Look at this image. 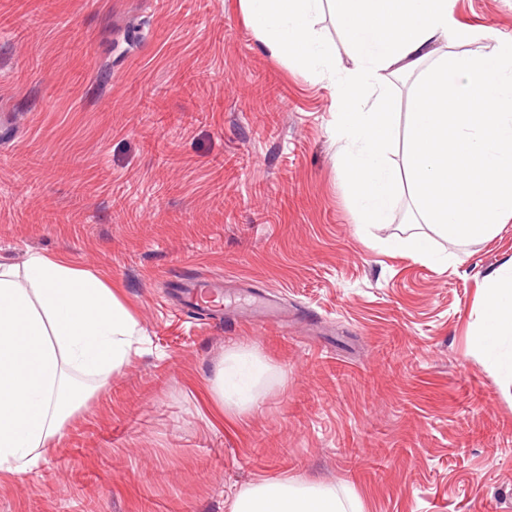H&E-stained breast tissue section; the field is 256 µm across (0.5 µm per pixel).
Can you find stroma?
<instances>
[{
  "label": "stroma",
  "instance_id": "1",
  "mask_svg": "<svg viewBox=\"0 0 512 512\" xmlns=\"http://www.w3.org/2000/svg\"><path fill=\"white\" fill-rule=\"evenodd\" d=\"M22 3L0 0V261L111 280L140 340L36 466L0 472V512H229L286 477L353 489L363 512H512V379L472 349L512 220L433 235L448 266L380 249L412 233L411 188L359 226L337 87L272 56L238 0H53L25 27ZM448 13L512 38V0ZM384 87L399 162L417 76ZM185 275L223 276V325L174 312ZM236 347L270 370L230 414L211 386Z\"/></svg>",
  "mask_w": 512,
  "mask_h": 512
}]
</instances>
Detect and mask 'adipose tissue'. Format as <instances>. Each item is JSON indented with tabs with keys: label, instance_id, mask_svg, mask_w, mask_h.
Listing matches in <instances>:
<instances>
[{
	"label": "adipose tissue",
	"instance_id": "ef3b65f1",
	"mask_svg": "<svg viewBox=\"0 0 512 512\" xmlns=\"http://www.w3.org/2000/svg\"><path fill=\"white\" fill-rule=\"evenodd\" d=\"M272 55L295 57L310 75L331 66L335 47L314 27L331 9L350 34L337 73L348 109L336 166L361 226L390 223L404 186L444 238H490L512 219V39L481 34V46L448 26V0H239ZM419 71L407 115L405 162L391 157L386 71ZM473 350L512 377V259L486 274ZM138 323L105 279L63 257L0 262V471L26 473L34 453L61 436L87 397L82 380H107L128 362ZM259 356L225 354L213 387L218 406L240 414L257 401ZM231 512H362L352 490L261 479Z\"/></svg>",
	"mask_w": 512,
	"mask_h": 512
}]
</instances>
